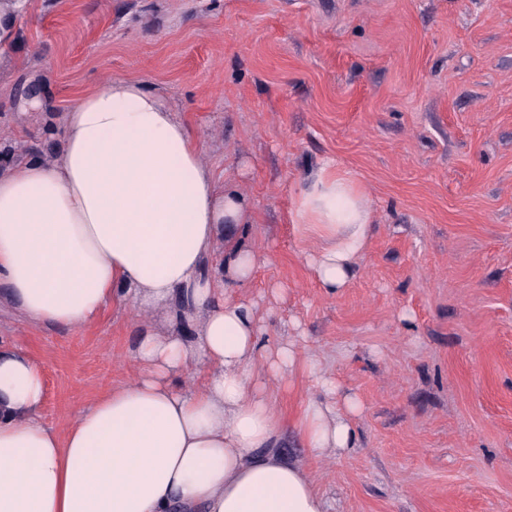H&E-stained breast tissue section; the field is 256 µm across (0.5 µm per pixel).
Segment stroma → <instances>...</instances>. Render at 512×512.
Wrapping results in <instances>:
<instances>
[{
	"label": "stroma",
	"mask_w": 512,
	"mask_h": 512,
	"mask_svg": "<svg viewBox=\"0 0 512 512\" xmlns=\"http://www.w3.org/2000/svg\"><path fill=\"white\" fill-rule=\"evenodd\" d=\"M0 54V134L21 147L61 141L109 76L143 78L248 197L240 296L362 405L341 456L284 441L333 512H512V0H27ZM327 160L374 218L333 297L286 222ZM139 320L33 327L4 305L0 338L42 362L61 429L131 380Z\"/></svg>",
	"instance_id": "stroma-1"
}]
</instances>
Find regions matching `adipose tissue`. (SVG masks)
Returning <instances> with one entry per match:
<instances>
[{
	"label": "adipose tissue",
	"instance_id": "obj_1",
	"mask_svg": "<svg viewBox=\"0 0 512 512\" xmlns=\"http://www.w3.org/2000/svg\"><path fill=\"white\" fill-rule=\"evenodd\" d=\"M248 199L218 179L170 98L115 75L66 112L58 154L0 167V300L37 327L86 328L111 307L145 314L133 379L41 420L46 379L28 349L0 341V512H330L314 456L357 447L358 401L295 342H270L237 298L257 254ZM315 241L305 263L337 295L373 228L365 190L324 162L288 211ZM321 396L286 421L269 391L297 374Z\"/></svg>",
	"mask_w": 512,
	"mask_h": 512
}]
</instances>
